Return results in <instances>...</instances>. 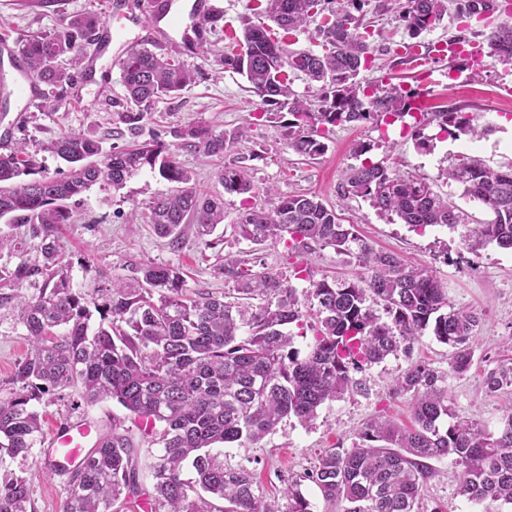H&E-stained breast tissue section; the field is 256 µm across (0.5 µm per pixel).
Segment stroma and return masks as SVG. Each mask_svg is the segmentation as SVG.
<instances>
[{"label": "stroma", "mask_w": 512, "mask_h": 512, "mask_svg": "<svg viewBox=\"0 0 512 512\" xmlns=\"http://www.w3.org/2000/svg\"><path fill=\"white\" fill-rule=\"evenodd\" d=\"M220 16L208 31L207 46L212 54L202 57L188 50H161L162 56L184 62L196 71L194 83L175 95L154 104L142 122L137 139L171 142V129L190 123H202L215 130H243L244 136L225 150L223 157L180 154L179 160L193 174L202 192L224 199V221L216 233L222 242L217 249L204 245L193 225H186L179 249H171L168 239L159 237L148 224L132 226L134 209L144 208L154 196L167 192L168 182L158 172L143 169L127 179L121 188L96 184L68 201L70 223L58 230L63 254L78 260L74 269L77 286L92 289L99 274L115 279L130 276L132 266L147 263L178 267L186 288L196 294L214 293L232 301L237 297V283L229 275L218 273L216 266L225 254L247 262L262 260L267 271L279 274L295 288L306 322H313V303L308 292L313 282L323 278L351 280L363 275V268L349 255L330 247H315L304 253L306 272L295 275L286 242L269 240L256 245L232 235L230 226L240 213L249 209H271L279 198L311 193L327 206L335 208L343 223L354 225L357 233L376 249L397 255L405 264L433 267L443 284L448 303L456 309H472L482 317L480 339L471 370L463 376L449 375L448 394L453 408L462 416L477 421L489 431H496L502 421L499 397L489 393L483 377L506 355L512 343V251L488 244L471 251L462 240L476 225L488 222L490 215L465 198L461 188L448 183L444 171L458 155L480 158L492 168L512 163V97L502 95L504 86H512V65L484 58L482 78H471L463 64L449 66L447 60L431 63V78H424L426 67L399 63L396 53L409 37L397 11L373 17V61L362 70V85L381 77L393 84L420 90L429 112H472L492 131L481 138L438 137L436 125H428L426 134L435 138L432 151L418 149L412 136L411 117H388L369 123H345L325 134L327 149L321 156L305 160L287 145L284 118H266V105L247 89L245 79L217 65V55L237 48L245 18L264 15L266 0H212ZM86 12L98 14L112 29L123 32L126 45L155 48V32L127 24L113 17L111 0H0V34L21 39L27 35L56 29L62 19ZM87 57L95 58L102 81L76 75L57 111L26 107L16 95H8L0 111V136L10 143H25L42 171L50 176L65 172V164L48 151V144L59 134L72 131L98 139L104 152L130 145L135 137L117 115L126 111L124 87L119 66L110 55L96 56L87 48ZM366 143L367 157L353 154L352 147ZM383 162L399 172L426 179L434 190L452 197L467 215L456 228L429 227L413 231L397 217L378 213L361 198H344L342 175L363 160ZM241 167L253 184L251 193L229 195L219 182L221 167ZM29 348L25 331L13 321H0V386L4 385L25 357ZM452 350L431 335H423L410 355H396L373 365L357 375L361 391L350 392L322 405L315 420L307 426L296 419H286L257 445L241 448L222 445L217 449L225 465L246 467L253 471L265 494L278 498L280 506L288 501L282 496L284 481L291 475L311 469L326 450L353 448L366 422L385 418L406 426L410 423L409 399L392 393L395 378L412 363L425 362L447 372ZM43 427L86 419L99 432H106L113 419L126 417V410L114 400H104L71 409L69 400L48 399L39 407ZM436 475L424 487L418 512H483L460 492L461 471L451 459L433 461Z\"/></svg>", "instance_id": "1"}]
</instances>
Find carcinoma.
Returning a JSON list of instances; mask_svg holds the SVG:
<instances>
[{
  "mask_svg": "<svg viewBox=\"0 0 512 512\" xmlns=\"http://www.w3.org/2000/svg\"><path fill=\"white\" fill-rule=\"evenodd\" d=\"M396 5L415 47V39L448 11L481 16L490 11L491 0H267V17L284 30L322 18V52L289 51L272 39L265 23L250 20L241 50L217 62L241 74L262 104L288 109V148L315 157L326 149L320 127L402 117L420 96L392 83L368 93L358 82L372 55L364 7L383 15ZM100 24L97 14L85 13L18 42L26 69L46 86L49 108L64 99ZM486 42L490 57L512 64V24L492 28ZM288 70L320 84L318 108L295 94ZM121 71L125 100L138 110L120 112L118 120L132 131L152 104L195 80L193 68L146 47L131 48ZM420 116L415 137L425 151L433 138L424 136L423 127L432 122L439 134L455 139L491 132V126L463 112ZM171 136L170 145L144 142L103 156L97 140L62 133L48 150L68 164L63 178L42 174L21 144L0 154V219L9 217L11 229H25L35 241L28 246L17 234L0 230V256L15 259L0 265V319L12 318L30 341L9 392L0 394V461L20 463L18 470L0 475V512H36L33 480L53 474L66 477L62 512H112L119 502L129 509L143 497L164 512H279L251 470L224 466L211 448L225 443L246 448L292 416L311 423L326 401L361 389L352 372L410 352L426 330L453 349L451 373L463 376L472 365L479 313L450 307L432 268L409 267L375 250L311 194L282 197L268 211L247 210L230 225L238 238L255 244L286 240L295 253L312 243L330 246L365 269L356 280L324 278L314 284L315 334L303 355L293 347L290 331L304 317L296 290L277 274L239 267L234 258L224 257L219 273L230 274L238 294L260 304L190 294L179 268L168 264L136 266L127 280H103L90 293L74 288L73 260L62 253L57 228L71 219L65 201L97 183L118 188L146 166L158 169L176 189L149 202L146 221L176 248L182 225H195L204 238L224 222V199L190 186L191 172L178 156L222 154L239 133L197 123L177 127ZM445 175L493 215L473 230L471 242L512 249V165L493 169L462 155ZM218 179L228 194L252 191L241 168L226 167ZM342 189L345 197L363 198L415 231L465 223V213L450 197L380 162L349 168ZM483 383L505 408L494 433L453 409L446 374L426 363L410 365L397 378L394 394L409 396L413 428L367 422L353 448L328 450L314 469L288 480L286 512H311L301 490L305 480L326 500L348 504L345 512H418L421 490L434 476L429 461L446 457L461 469L460 491L468 500L512 508V357L499 360ZM74 388L90 402L116 400L132 426L114 419L83 462L61 466L47 451V465L35 469L29 458L43 440L37 406ZM134 427L159 448L149 491L140 479ZM186 466L195 472L192 484L182 478Z\"/></svg>",
  "mask_w": 512,
  "mask_h": 512,
  "instance_id": "carcinoma-1",
  "label": "carcinoma"
}]
</instances>
